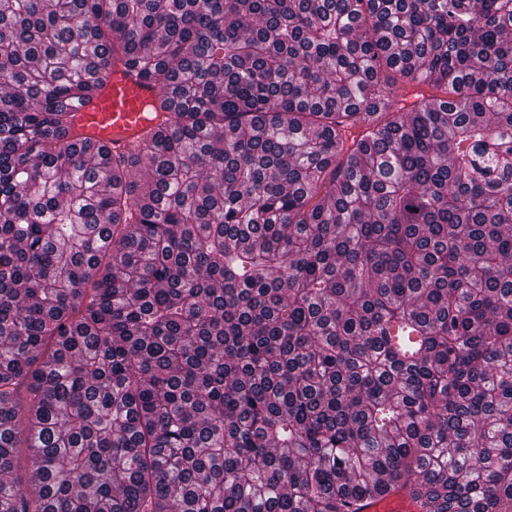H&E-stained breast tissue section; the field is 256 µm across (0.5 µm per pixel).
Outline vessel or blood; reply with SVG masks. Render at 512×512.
<instances>
[{
	"label": "vessel or blood",
	"mask_w": 512,
	"mask_h": 512,
	"mask_svg": "<svg viewBox=\"0 0 512 512\" xmlns=\"http://www.w3.org/2000/svg\"><path fill=\"white\" fill-rule=\"evenodd\" d=\"M157 94L153 81L126 72L122 66L112 67L92 103L76 107L75 140L113 153L128 151L157 125L148 110ZM364 512H419V507L401 490L367 503Z\"/></svg>",
	"instance_id": "1"
}]
</instances>
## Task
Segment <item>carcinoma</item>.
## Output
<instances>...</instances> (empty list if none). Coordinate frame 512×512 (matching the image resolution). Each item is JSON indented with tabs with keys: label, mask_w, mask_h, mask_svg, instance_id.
<instances>
[{
	"label": "carcinoma",
	"mask_w": 512,
	"mask_h": 512,
	"mask_svg": "<svg viewBox=\"0 0 512 512\" xmlns=\"http://www.w3.org/2000/svg\"><path fill=\"white\" fill-rule=\"evenodd\" d=\"M397 490L512 512V0H0V512ZM157 94L153 81L113 65L92 103L76 107L72 135L79 144L126 152L164 119L160 112L156 117L147 112Z\"/></svg>",
	"instance_id": "carcinoma-1"
}]
</instances>
